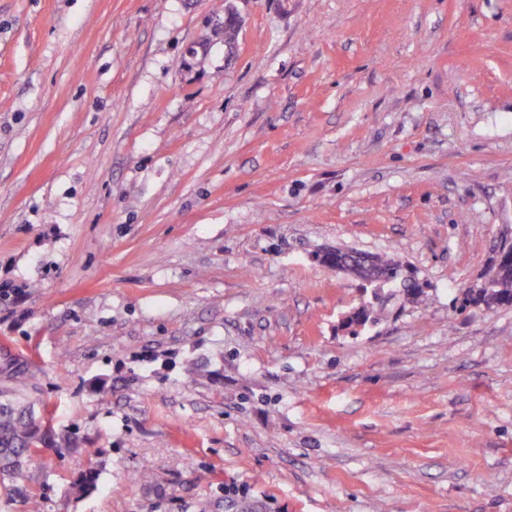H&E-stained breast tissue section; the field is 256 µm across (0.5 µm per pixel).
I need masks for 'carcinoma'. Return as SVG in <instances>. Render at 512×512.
Segmentation results:
<instances>
[{
	"label": "carcinoma",
	"mask_w": 512,
	"mask_h": 512,
	"mask_svg": "<svg viewBox=\"0 0 512 512\" xmlns=\"http://www.w3.org/2000/svg\"><path fill=\"white\" fill-rule=\"evenodd\" d=\"M212 35L233 43L237 28L228 19L213 20ZM373 283L397 288L406 298L421 295L419 286L404 279V266L391 252L367 254ZM493 279L488 287L463 291V303L474 306L512 307V242L498 243L490 260ZM31 363L10 360L0 368V484L22 479L26 466L41 447L54 441L62 448H78L76 440L53 431L52 413L39 388L29 382Z\"/></svg>",
	"instance_id": "obj_1"
}]
</instances>
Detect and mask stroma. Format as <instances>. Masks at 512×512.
Masks as SVG:
<instances>
[{
	"mask_svg": "<svg viewBox=\"0 0 512 512\" xmlns=\"http://www.w3.org/2000/svg\"><path fill=\"white\" fill-rule=\"evenodd\" d=\"M510 227L512 0H0V357L81 442L43 512H512V307L458 303ZM365 254L367 255V264L373 271L374 280L370 283L399 288L403 297L407 299L412 297L415 300L421 295L420 287L417 284L403 278L404 266L393 253L384 251Z\"/></svg>",
	"mask_w": 512,
	"mask_h": 512,
	"instance_id": "stroma-1",
	"label": "stroma"
}]
</instances>
